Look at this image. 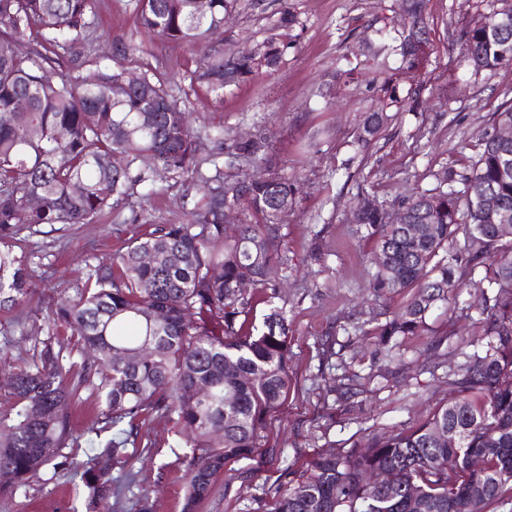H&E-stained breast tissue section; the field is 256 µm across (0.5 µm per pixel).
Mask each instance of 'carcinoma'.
I'll list each match as a JSON object with an SVG mask.
<instances>
[{
  "mask_svg": "<svg viewBox=\"0 0 512 512\" xmlns=\"http://www.w3.org/2000/svg\"><path fill=\"white\" fill-rule=\"evenodd\" d=\"M131 2L142 27L198 50L190 85L219 99L279 66L299 24L286 10L283 32L260 49L226 51L212 35L237 0H207L203 12L196 0ZM404 2L411 28L402 51L416 61L423 0ZM97 8V0H0V315L20 312L37 258L17 252L23 232L92 224L137 188L150 196L162 175H193L206 201L184 224H156L107 260H85L83 283L59 293L46 327L31 337V358L6 373L13 404L0 413V493L26 487L78 439L72 407L84 390L98 400L102 429L116 431L88 458L90 500L122 494L126 485L112 468L131 458L139 422L156 416L178 427L175 447L191 451L183 512H196L228 463L263 447L268 417L288 395V320L273 307L262 328L247 326L253 304L240 283L251 281L269 305L276 298L288 269L274 247L276 225L301 201L304 183L278 172L261 132L243 141L210 126L206 136L219 151L199 158L191 113L169 78L137 59L136 44L116 46L110 64L82 59ZM30 39L35 46L20 54L18 45ZM461 52L477 73L512 65V13L491 12L463 36ZM130 65L141 67L142 82L124 87ZM396 102L385 95L362 113L361 148L391 120ZM27 128L35 134L24 138ZM116 154L125 167H112ZM250 165L264 166V177L234 174ZM436 179L401 203L406 224L358 200L356 224L376 241L375 297L407 296L399 309L374 313L371 335L390 351L398 338L429 331V312L469 281L481 296L476 328L460 343L472 353L424 422L317 455L305 475L275 489L272 512H485L512 496V238L499 234L486 209L491 198L512 216V143L491 136L470 172L450 166ZM32 196L40 207L28 205ZM229 202L239 209L235 222L224 219ZM148 250L169 259L146 263ZM61 328L84 355L76 374L72 357L56 347ZM472 456L483 463L479 474ZM374 470L390 477L383 492L365 484Z\"/></svg>",
  "mask_w": 512,
  "mask_h": 512,
  "instance_id": "carcinoma-1",
  "label": "carcinoma"
}]
</instances>
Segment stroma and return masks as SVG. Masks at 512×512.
<instances>
[{"label": "stroma", "mask_w": 512, "mask_h": 512, "mask_svg": "<svg viewBox=\"0 0 512 512\" xmlns=\"http://www.w3.org/2000/svg\"><path fill=\"white\" fill-rule=\"evenodd\" d=\"M497 2L426 0L425 54L412 63L397 50L407 22L401 0H240L220 34L225 44L272 36L288 6L299 18L291 31L295 46L280 69L225 89L218 101L189 87L194 52L141 28L128 0H101L94 56L110 55L118 40L140 45L145 63L187 90L195 127L220 125L232 137L263 131L282 172L304 183L300 207L276 232L278 251L288 259L275 299L288 317V397L270 419L260 454L228 464L197 512H268L276 486L298 478L317 454L412 426L447 399L448 374L462 360L457 339L471 335L473 321L449 317L440 307L427 316L429 333L401 338L389 353L377 350L361 330L374 305L369 256L375 242L358 231L352 211L362 197L397 206L433 187L449 166L470 172L483 140L496 131V112L512 105V66L474 72L460 53V37ZM381 28L386 37L378 36ZM379 75L400 103L364 156L355 139L362 113L380 94ZM200 200L189 180L163 181L150 197L134 194L96 223L63 231L45 226L31 235L39 260L24 304L26 322L0 316V350L8 361L29 357L26 332L46 325L60 291L80 282L86 259L108 258L146 225L186 222ZM134 211L142 223H129ZM317 240L323 262L302 264ZM347 371L360 376L349 392L336 386ZM98 413L93 397L74 406L81 438L64 448L63 465L44 467L25 491L0 497V512H101L81 493L82 464L94 439L111 437L96 432ZM176 434L163 418L140 423L142 446L127 463L136 483L110 499L112 512H141L144 491L153 512H181L190 451L174 447Z\"/></svg>", "instance_id": "1"}]
</instances>
